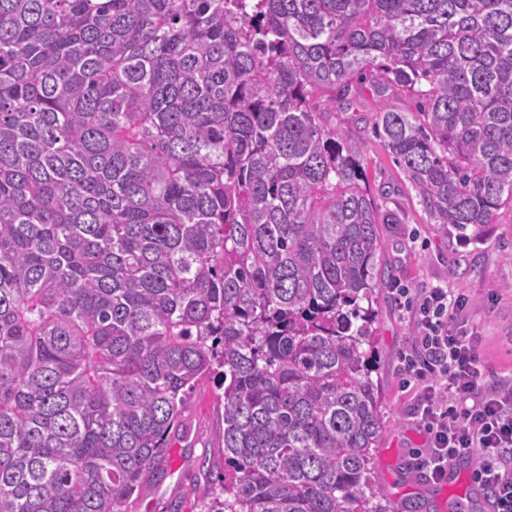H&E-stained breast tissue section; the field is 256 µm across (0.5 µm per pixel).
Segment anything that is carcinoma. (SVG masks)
I'll return each instance as SVG.
<instances>
[{
  "label": "carcinoma",
  "instance_id": "carcinoma-1",
  "mask_svg": "<svg viewBox=\"0 0 512 512\" xmlns=\"http://www.w3.org/2000/svg\"><path fill=\"white\" fill-rule=\"evenodd\" d=\"M372 124L437 224L512 204V0H0V512H122L224 384L208 512H396Z\"/></svg>",
  "mask_w": 512,
  "mask_h": 512
}]
</instances>
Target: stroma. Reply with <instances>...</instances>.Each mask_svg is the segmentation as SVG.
I'll return each instance as SVG.
<instances>
[{
	"mask_svg": "<svg viewBox=\"0 0 512 512\" xmlns=\"http://www.w3.org/2000/svg\"><path fill=\"white\" fill-rule=\"evenodd\" d=\"M359 84L363 89L359 106L342 113L340 124L361 147L369 189L382 196L384 208L400 216L399 223L380 227L393 275L380 284L375 305L374 377L380 383L385 421L375 472L381 494L395 503L398 512H408L410 503L417 500L428 501L429 512H457L462 487L442 492L428 482L414 483L408 476L410 455L423 447L424 437L401 364L415 329L396 291L443 285L469 296L472 304L463 329L478 341L486 383L512 382V207L500 209L477 239L434 223L371 130L383 101L372 95L370 76L361 77ZM221 392L216 374L196 385L187 400L182 427L169 436L162 477L145 482L124 505V512H206L224 471Z\"/></svg>",
	"mask_w": 512,
	"mask_h": 512,
	"instance_id": "1",
	"label": "stroma"
}]
</instances>
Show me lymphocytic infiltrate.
<instances>
[{"label":"lymphocytic infiltrate","mask_w":512,"mask_h":512,"mask_svg":"<svg viewBox=\"0 0 512 512\" xmlns=\"http://www.w3.org/2000/svg\"><path fill=\"white\" fill-rule=\"evenodd\" d=\"M399 294L416 329L402 367L427 439L426 448L412 453L411 468L439 481L450 461L475 454L473 477L494 512H512V383L481 395L478 345L460 330L468 296L442 287L417 293L403 288Z\"/></svg>","instance_id":"lymphocytic-infiltrate-1"}]
</instances>
